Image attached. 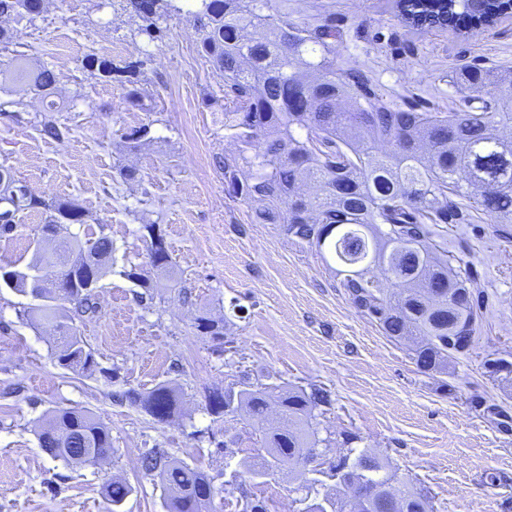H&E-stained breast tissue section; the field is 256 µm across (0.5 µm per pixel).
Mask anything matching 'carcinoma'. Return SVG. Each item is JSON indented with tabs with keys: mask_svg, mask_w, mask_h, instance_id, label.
<instances>
[{
	"mask_svg": "<svg viewBox=\"0 0 512 512\" xmlns=\"http://www.w3.org/2000/svg\"><path fill=\"white\" fill-rule=\"evenodd\" d=\"M127 9L148 22L152 39L157 21L180 12L175 0H126ZM400 21L423 30L458 28L463 17L470 30L482 29L512 14V0H398ZM39 0H0V15L33 21ZM193 18L202 56L224 76V130L237 143V154L215 158L224 170L228 191L255 202L259 224H280L301 241L328 251L340 266L341 288L353 306L389 338L414 345L422 372L439 371L454 351L448 341L476 340L482 295L471 277L448 254L446 224H468L470 209L487 213L495 224H512V77L487 68L463 67L455 84L469 92L466 105L448 112L422 104L399 105L377 94L362 69L336 67V42L342 32L331 20L301 21L279 0H196ZM12 77L41 97L52 94L55 74L32 68L18 54ZM44 202L15 185L0 169V237L13 233L14 214ZM43 225L55 233L84 224L85 212L73 200L59 201ZM70 264L57 271L59 298L23 308L33 325L57 319L67 303L74 313L97 312L95 298L79 288L95 269L85 261L91 250L103 273L112 267V239L104 234L72 238ZM47 256L35 252L19 273L15 291L28 294L25 277ZM446 287H436V281ZM196 330L224 352V321L205 314ZM57 363L86 373L97 362L83 339H56ZM131 405L167 423L177 413L178 391L168 382L146 392L127 390ZM282 410L281 427L265 435V454L243 460L251 475L262 476L272 463L314 454L321 443L314 410L329 403L313 387L280 386L213 391L206 409L220 419L245 411L256 422L270 403ZM39 447L54 459L97 467L112 450L111 429L87 410L60 408L47 413L37 432ZM346 481L366 486L367 500L348 508L341 487L320 494L323 481L310 486L316 503L307 512H434L429 497L403 485L396 474L364 451L347 453ZM144 474L159 479L166 512H209L211 502L197 492L211 480L197 465L174 461L166 449L149 448L140 458ZM132 491L123 480L103 488L108 512H121Z\"/></svg>",
	"mask_w": 512,
	"mask_h": 512,
	"instance_id": "1",
	"label": "carcinoma"
}]
</instances>
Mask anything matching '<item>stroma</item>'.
<instances>
[{
	"mask_svg": "<svg viewBox=\"0 0 512 512\" xmlns=\"http://www.w3.org/2000/svg\"><path fill=\"white\" fill-rule=\"evenodd\" d=\"M287 3L304 19H334L343 31L337 66L365 67L397 100L421 95L445 110L461 100L450 79L462 66L512 70V15L465 37L407 26L395 0ZM125 5L45 0L34 21L0 18L13 40L0 50V166L42 200L77 201L87 222L70 233L104 232L114 249L97 313L65 312L95 356L93 374L59 366L54 325L22 322L31 297L0 288V512H107L102 487L112 477L132 487L121 512H166L159 482L140 469L154 446L204 468L217 489L215 512H241L257 497L293 512L307 480L300 467L281 465L260 485L239 465L261 449L263 431L281 425L279 408L260 425L243 413L217 422L205 408L208 392L245 383L327 390L329 405L314 411L325 447L384 456L399 478L429 492L435 512H512V385L484 366L490 358L512 362V224L481 214L449 225L448 249L474 272L489 306L472 349L450 358L446 371L421 372L408 345L356 311L315 247L279 225L255 223V203L229 194L213 164L236 150L217 101L224 79L202 57L191 23L172 15L152 40ZM18 52L56 73L52 114L8 81ZM103 56L112 61L108 78L84 65ZM135 61L134 105L124 68ZM11 101L23 110H7ZM48 117L65 129L62 140L41 135ZM144 125L149 134L127 151L126 135ZM124 167L135 179L120 176ZM46 217L16 213L13 236L0 239V266L31 259ZM146 224L159 225L172 275L150 265ZM130 266L149 280V298L139 299L123 276ZM203 312L223 321L227 352L216 353L196 330ZM166 381L183 393L181 414L166 423L116 397ZM54 408L90 411L110 427L105 464L75 468L42 451L37 427Z\"/></svg>",
	"mask_w": 512,
	"mask_h": 512,
	"instance_id": "obj_1",
	"label": "stroma"
}]
</instances>
